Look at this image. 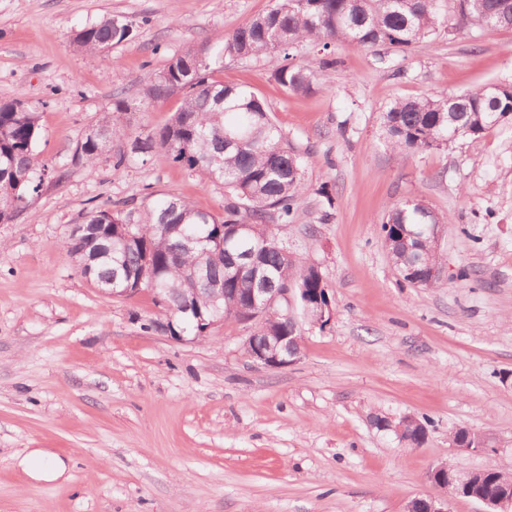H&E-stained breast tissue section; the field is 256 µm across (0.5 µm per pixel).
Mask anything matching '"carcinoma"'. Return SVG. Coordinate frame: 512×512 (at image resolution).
Returning a JSON list of instances; mask_svg holds the SVG:
<instances>
[{
  "instance_id": "cac0c4a2",
  "label": "carcinoma",
  "mask_w": 512,
  "mask_h": 512,
  "mask_svg": "<svg viewBox=\"0 0 512 512\" xmlns=\"http://www.w3.org/2000/svg\"><path fill=\"white\" fill-rule=\"evenodd\" d=\"M454 23H449V17ZM471 27L480 32L512 28V0H273L265 12L230 33H221L195 53L172 56L140 98H115L93 125L97 138L84 137L72 161L95 169L108 156L120 167L131 157L162 152L198 177L224 185L233 200L224 215L198 209L190 201L167 195L141 213L96 208L75 225L67 252L79 263L92 260L94 283L112 287V271L126 275L124 288L153 285L165 311L184 336H204L210 321H237L250 313V289L265 288L269 316L252 326L260 336H300L303 323L324 328L329 322V292L318 268L288 255L279 227L295 220V200L304 189L305 153L273 121L266 102L254 91L222 84L213 74L224 58L269 57L276 84L306 94L323 83L324 72L337 64L336 46H387L405 52L413 44L449 30ZM133 24L115 17L77 32L74 45L92 59L106 62L109 48L130 36ZM311 40L321 45L317 65L288 63L290 45ZM191 65L184 64V60ZM182 95L180 108L163 127L134 137L120 121L167 96ZM22 100L0 103V223L12 221L39 192L48 167L34 152L40 135V113ZM512 122V90L492 97L483 86L459 95L446 93L396 99L382 112L381 131L396 151L414 155L475 137L502 122ZM237 138L224 146V134ZM118 141L126 148L112 152ZM419 200L393 204L381 224L382 237L402 280L413 288L439 283L432 276L440 261L427 226L448 224ZM245 225L238 232L236 226ZM224 288V304L212 305L215 286ZM294 289L288 304L286 289ZM203 320L186 316L187 304ZM380 430H392L398 443L418 448L426 426L412 415L373 417ZM475 490L500 492L508 483L502 471H477Z\"/></svg>"
}]
</instances>
